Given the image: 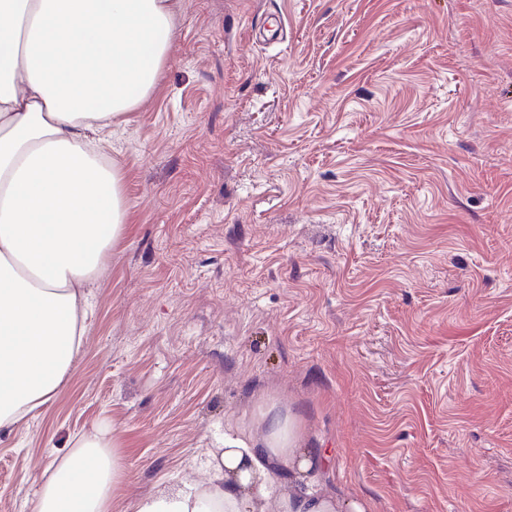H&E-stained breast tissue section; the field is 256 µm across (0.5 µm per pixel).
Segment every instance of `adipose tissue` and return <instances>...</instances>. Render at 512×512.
I'll use <instances>...</instances> for the list:
<instances>
[{
    "label": "adipose tissue",
    "instance_id": "ef3b65f1",
    "mask_svg": "<svg viewBox=\"0 0 512 512\" xmlns=\"http://www.w3.org/2000/svg\"><path fill=\"white\" fill-rule=\"evenodd\" d=\"M171 0H0V433L53 401L85 340V289L127 220L95 136L154 91ZM205 476L133 512H371L315 490L324 456L271 402L257 430L206 451ZM35 512H111L123 473L108 430L44 470Z\"/></svg>",
    "mask_w": 512,
    "mask_h": 512
}]
</instances>
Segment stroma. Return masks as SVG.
I'll return each instance as SVG.
<instances>
[{
  "label": "stroma",
  "mask_w": 512,
  "mask_h": 512,
  "mask_svg": "<svg viewBox=\"0 0 512 512\" xmlns=\"http://www.w3.org/2000/svg\"><path fill=\"white\" fill-rule=\"evenodd\" d=\"M103 147L127 222L57 397L0 435V512L114 431L138 495L259 406L373 512H512V0H172Z\"/></svg>",
  "instance_id": "1"
}]
</instances>
